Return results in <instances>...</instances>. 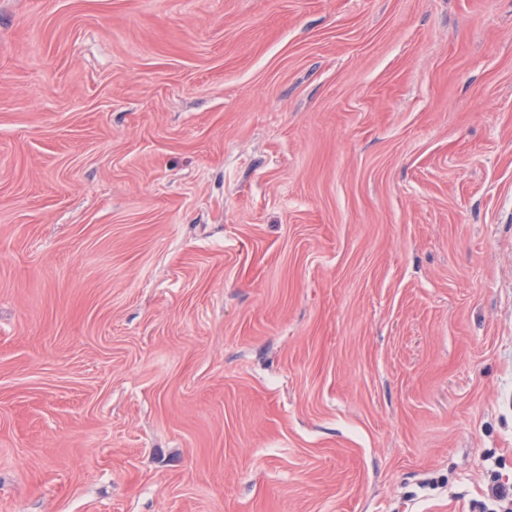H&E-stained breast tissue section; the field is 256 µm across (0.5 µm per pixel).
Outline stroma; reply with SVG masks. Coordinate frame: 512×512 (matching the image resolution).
I'll return each instance as SVG.
<instances>
[{
    "mask_svg": "<svg viewBox=\"0 0 512 512\" xmlns=\"http://www.w3.org/2000/svg\"><path fill=\"white\" fill-rule=\"evenodd\" d=\"M495 481L512 0H0V512Z\"/></svg>",
    "mask_w": 512,
    "mask_h": 512,
    "instance_id": "1",
    "label": "stroma"
}]
</instances>
